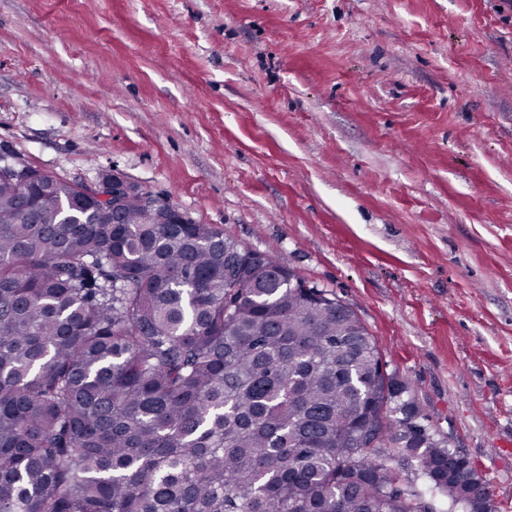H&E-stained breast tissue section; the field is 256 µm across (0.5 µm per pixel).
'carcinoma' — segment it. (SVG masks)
<instances>
[{
  "instance_id": "cac0c4a2",
  "label": "carcinoma",
  "mask_w": 512,
  "mask_h": 512,
  "mask_svg": "<svg viewBox=\"0 0 512 512\" xmlns=\"http://www.w3.org/2000/svg\"><path fill=\"white\" fill-rule=\"evenodd\" d=\"M0 175V512H428L392 461L496 512L355 314L213 224ZM374 429L379 448L361 447Z\"/></svg>"
}]
</instances>
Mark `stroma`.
Segmentation results:
<instances>
[{
	"instance_id": "stroma-1",
	"label": "stroma",
	"mask_w": 512,
	"mask_h": 512,
	"mask_svg": "<svg viewBox=\"0 0 512 512\" xmlns=\"http://www.w3.org/2000/svg\"><path fill=\"white\" fill-rule=\"evenodd\" d=\"M3 152L335 293L512 512V0H0Z\"/></svg>"
}]
</instances>
